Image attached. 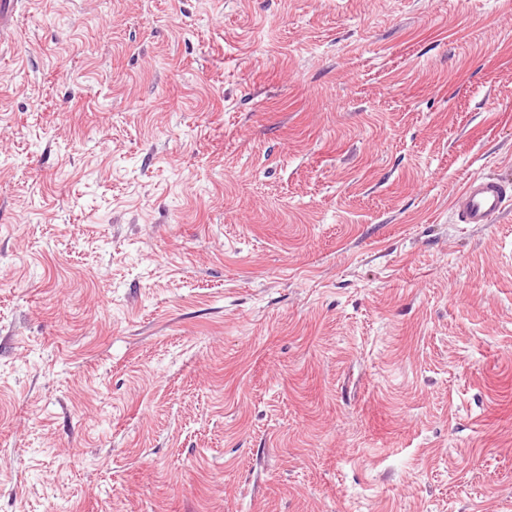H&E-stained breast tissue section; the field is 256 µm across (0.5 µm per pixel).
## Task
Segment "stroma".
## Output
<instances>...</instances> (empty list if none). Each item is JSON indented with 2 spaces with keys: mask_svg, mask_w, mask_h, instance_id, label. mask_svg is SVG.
<instances>
[{
  "mask_svg": "<svg viewBox=\"0 0 512 512\" xmlns=\"http://www.w3.org/2000/svg\"><path fill=\"white\" fill-rule=\"evenodd\" d=\"M512 0H22L0 512H512ZM512 202V183L495 177L470 179L455 199L461 224H489Z\"/></svg>",
  "mask_w": 512,
  "mask_h": 512,
  "instance_id": "stroma-1",
  "label": "stroma"
}]
</instances>
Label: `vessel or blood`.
I'll return each instance as SVG.
<instances>
[{
  "label": "vessel or blood",
  "mask_w": 512,
  "mask_h": 512,
  "mask_svg": "<svg viewBox=\"0 0 512 512\" xmlns=\"http://www.w3.org/2000/svg\"><path fill=\"white\" fill-rule=\"evenodd\" d=\"M512 204V182L495 177L470 179L455 199L460 223L489 224Z\"/></svg>",
  "instance_id": "obj_1"
}]
</instances>
